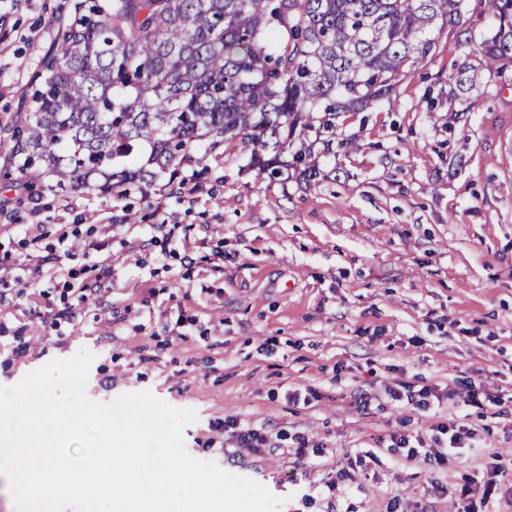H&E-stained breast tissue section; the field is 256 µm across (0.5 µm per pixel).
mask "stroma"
<instances>
[{
  "label": "stroma",
  "instance_id": "35a3bbf8",
  "mask_svg": "<svg viewBox=\"0 0 512 512\" xmlns=\"http://www.w3.org/2000/svg\"><path fill=\"white\" fill-rule=\"evenodd\" d=\"M71 4L0 0V119L24 111ZM462 27L470 41L448 27L407 63L391 106L340 118L361 147L321 158L313 186L258 179L236 142L180 194L0 178V386L89 351V399L147 391L193 410L187 453L262 484L279 512H458L492 470L489 510L512 512V83L475 50L496 29L477 0ZM73 278L93 289L74 309ZM406 384L440 405L393 401ZM472 389L498 401L495 423L466 405ZM231 416L268 447H239ZM460 418L479 445L448 465L388 447ZM359 452L373 461L340 481Z\"/></svg>",
  "mask_w": 512,
  "mask_h": 512
}]
</instances>
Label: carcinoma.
Returning <instances> with one entry per match:
<instances>
[{
  "instance_id": "1",
  "label": "carcinoma",
  "mask_w": 512,
  "mask_h": 512,
  "mask_svg": "<svg viewBox=\"0 0 512 512\" xmlns=\"http://www.w3.org/2000/svg\"><path fill=\"white\" fill-rule=\"evenodd\" d=\"M499 31L480 44L512 66V0H480ZM467 0H74L27 95L4 125L5 177L124 196L240 142L247 169L319 182V159L357 150L338 120L393 94Z\"/></svg>"
}]
</instances>
